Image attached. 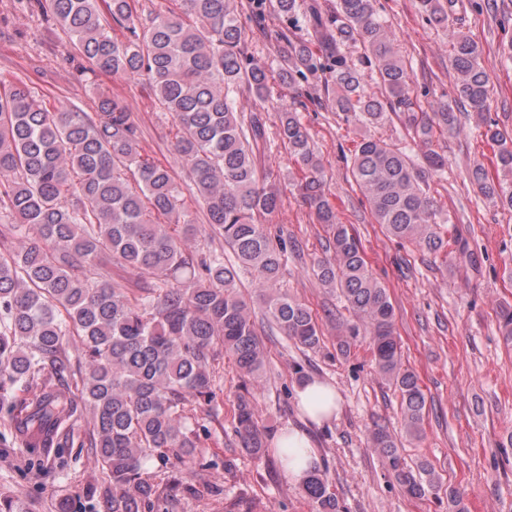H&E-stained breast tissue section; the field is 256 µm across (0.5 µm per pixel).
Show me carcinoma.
I'll use <instances>...</instances> for the list:
<instances>
[{"mask_svg":"<svg viewBox=\"0 0 512 512\" xmlns=\"http://www.w3.org/2000/svg\"><path fill=\"white\" fill-rule=\"evenodd\" d=\"M19 2L67 30L91 71L145 77L173 118V149L187 182L142 155L137 123L117 100L102 97L88 112L52 111L27 84L0 85V413L8 417L12 445L61 470L65 448L95 459L103 477L84 492L100 505L92 512H169L194 489L178 479L154 481L145 463L173 459L193 470L198 439L212 432L190 416L189 406L202 400L218 420L221 356L250 380L265 368L251 306L237 291L240 273L250 275L265 315L284 335L308 349L321 342L311 310L277 288L287 249L273 245L266 227L280 205L262 169L267 130L258 116L245 119L235 99L245 88L256 97L255 111L263 110L268 74L249 55L236 0H175L147 24L133 0ZM377 2L336 0L325 15L309 5L314 36L329 50L320 58L306 41L288 39V86L298 88L297 77L308 73L329 74L323 93L309 94L312 100L373 126L397 116L426 147L429 170L441 171L445 158L432 145L453 125L454 112L445 102L418 100ZM101 4L112 23H102ZM416 5L427 21L446 26L455 0ZM113 24L128 33L125 40L112 37ZM449 45L457 99L497 146L503 174L493 179L476 165L470 181L512 210V130L485 116L490 79L482 48L455 29ZM348 46L361 48L359 61L375 74V87L366 88L364 74L345 55ZM278 137L305 173L295 189L329 234L331 258L319 264L317 276L339 290L365 328L377 374L399 393L403 431L419 438L426 396L404 366L388 290L371 273L351 226L336 222L298 112L280 113ZM350 160L383 232L443 255L448 266V231L436 221L425 173L404 148L365 137ZM185 190L235 263L190 243L194 224L183 207ZM104 254L138 277L135 287L88 276ZM496 316L512 346V306H499ZM80 420L85 426L77 437ZM233 420L244 449L262 457L265 431L250 392L238 395ZM369 440L405 495L420 498L439 487L435 470L409 463L386 428L372 429ZM303 490L317 512H340L326 471L311 473Z\"/></svg>","mask_w":512,"mask_h":512,"instance_id":"obj_1","label":"carcinoma"}]
</instances>
